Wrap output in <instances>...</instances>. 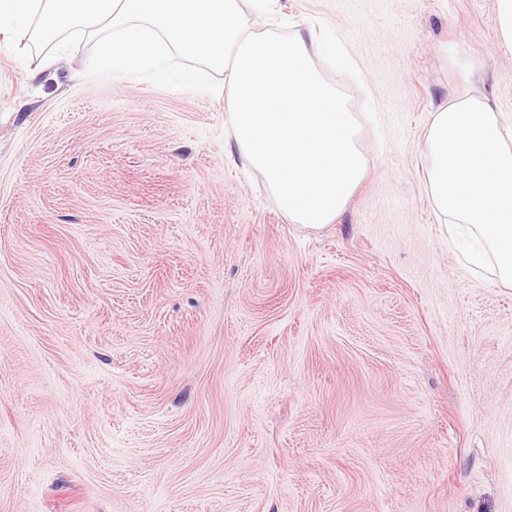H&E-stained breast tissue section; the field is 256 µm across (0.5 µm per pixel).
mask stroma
I'll return each instance as SVG.
<instances>
[{
	"label": "stroma",
	"instance_id": "obj_1",
	"mask_svg": "<svg viewBox=\"0 0 512 512\" xmlns=\"http://www.w3.org/2000/svg\"><path fill=\"white\" fill-rule=\"evenodd\" d=\"M278 5L365 78L320 228L230 152L222 72L0 42V512H512V288L423 168L469 81L512 121L496 0Z\"/></svg>",
	"mask_w": 512,
	"mask_h": 512
}]
</instances>
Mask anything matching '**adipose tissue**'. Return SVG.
<instances>
[{"mask_svg": "<svg viewBox=\"0 0 512 512\" xmlns=\"http://www.w3.org/2000/svg\"><path fill=\"white\" fill-rule=\"evenodd\" d=\"M0 33L58 42L62 54L61 37H95L92 72L152 70L165 51L198 62L185 78L196 89L223 71L233 145L292 223H332L365 176L350 92L314 66V37L249 24L239 0H0ZM424 146L433 208L468 225L480 243L473 262L492 258L512 287V141L501 112L476 86L454 92L433 112Z\"/></svg>", "mask_w": 512, "mask_h": 512, "instance_id": "1", "label": "adipose tissue"}]
</instances>
